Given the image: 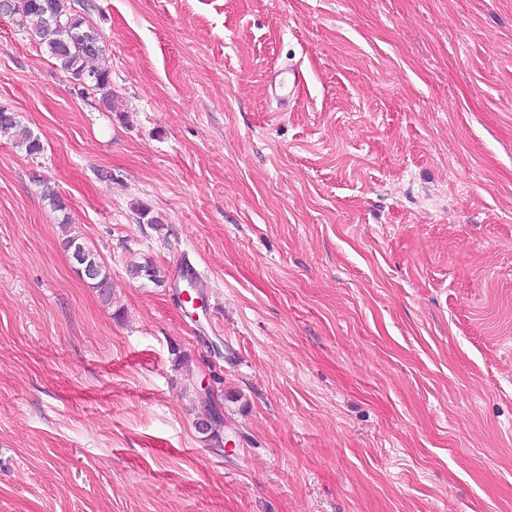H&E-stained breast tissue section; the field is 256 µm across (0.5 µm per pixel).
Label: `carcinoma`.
I'll use <instances>...</instances> for the list:
<instances>
[{
    "label": "carcinoma",
    "mask_w": 512,
    "mask_h": 512,
    "mask_svg": "<svg viewBox=\"0 0 512 512\" xmlns=\"http://www.w3.org/2000/svg\"><path fill=\"white\" fill-rule=\"evenodd\" d=\"M18 13L28 23L29 35L47 47L57 67L71 81L87 91H104L106 104H112L110 71L94 65L103 53L99 32L85 18L72 10L68 0H0V12ZM14 137L15 143L29 155L42 151L39 137L21 127L16 115L0 108V135ZM89 260L97 270L96 289L108 299L112 294L110 271L99 255L86 248ZM128 275L147 278L155 284L163 282L160 271L149 262H131Z\"/></svg>",
    "instance_id": "carcinoma-1"
}]
</instances>
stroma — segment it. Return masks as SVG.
<instances>
[{
    "label": "stroma",
    "instance_id": "35a3bbf8",
    "mask_svg": "<svg viewBox=\"0 0 512 512\" xmlns=\"http://www.w3.org/2000/svg\"><path fill=\"white\" fill-rule=\"evenodd\" d=\"M70 3L111 102L0 14V512H512V0ZM303 82V72L298 68L276 71L269 79L272 95L282 107H288L296 99L297 90ZM14 137L15 143L29 155L39 154L43 147L39 137L22 128L16 115L7 108H0V135ZM72 226L73 225L67 221L60 224V228L63 233L62 235L64 236L62 239L64 248L67 250L70 245L74 243H81L87 251L89 260L94 264L97 270V278L94 266L84 258L83 248L80 245H75L72 249L75 272L83 281L88 283L92 282L96 278L95 282L97 285L91 287L98 289L101 296L108 300L112 294L110 271L99 255L83 242L81 235L73 229Z\"/></svg>",
    "mask_w": 512,
    "mask_h": 512
}]
</instances>
